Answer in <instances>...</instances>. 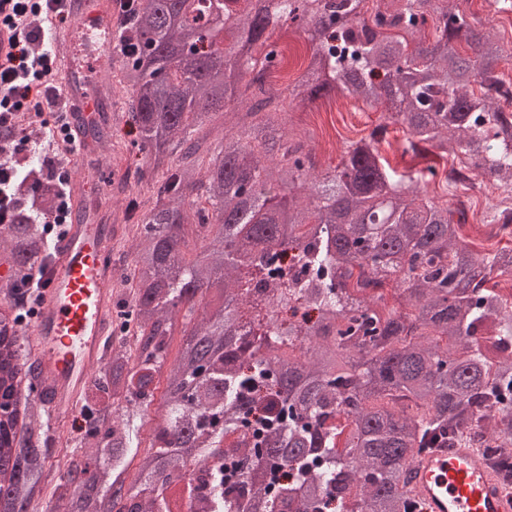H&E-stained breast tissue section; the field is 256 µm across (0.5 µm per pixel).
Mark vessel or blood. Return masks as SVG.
Returning <instances> with one entry per match:
<instances>
[{
	"label": "vessel or blood",
	"instance_id": "b4317fda",
	"mask_svg": "<svg viewBox=\"0 0 512 512\" xmlns=\"http://www.w3.org/2000/svg\"><path fill=\"white\" fill-rule=\"evenodd\" d=\"M68 7L73 26L53 29L51 37L64 74L71 132L88 150V130L111 126L112 115L100 95L89 93L83 58L111 54L120 8L117 0H69ZM85 189L81 181L73 188L70 222L55 243L48 283L39 291L26 336L38 374L37 401L62 439L69 436L93 370L105 357L114 317L108 254L119 228L106 221L107 197H88ZM414 472L408 490L423 502L424 512H512V497L476 449H427Z\"/></svg>",
	"mask_w": 512,
	"mask_h": 512
}]
</instances>
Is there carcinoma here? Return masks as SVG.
Instances as JSON below:
<instances>
[{
	"label": "carcinoma",
	"mask_w": 512,
	"mask_h": 512,
	"mask_svg": "<svg viewBox=\"0 0 512 512\" xmlns=\"http://www.w3.org/2000/svg\"><path fill=\"white\" fill-rule=\"evenodd\" d=\"M129 2L112 53V95L146 151L135 187L118 190L138 213L119 258L129 330L95 370L98 409L64 470L46 469L32 412L0 512H35L44 482L54 512H177L186 495L198 512H348L353 499L355 512H414L407 473L436 442L512 459V311L498 288L512 248L475 250L462 209L419 195L437 168L399 175L377 149L400 123L405 151L458 162L445 179L466 169L512 194V81L468 0ZM287 24L310 33L304 97L387 109L331 171L266 87L283 64L270 34ZM429 24L434 39L409 41ZM218 112L233 131L212 146L202 131ZM15 170L0 246L26 277L51 262L41 218L57 187L32 158ZM492 223L512 238L511 209ZM287 255L299 274L257 299L255 275ZM300 302L317 319L289 325L298 352L281 353L278 314ZM243 411L267 427L258 448L233 439ZM284 469L274 502L266 481Z\"/></svg>",
	"instance_id": "obj_1"
}]
</instances>
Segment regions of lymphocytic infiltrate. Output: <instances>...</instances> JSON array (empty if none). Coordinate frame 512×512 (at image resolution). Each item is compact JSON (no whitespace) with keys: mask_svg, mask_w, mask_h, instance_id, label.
Here are the masks:
<instances>
[{"mask_svg":"<svg viewBox=\"0 0 512 512\" xmlns=\"http://www.w3.org/2000/svg\"><path fill=\"white\" fill-rule=\"evenodd\" d=\"M8 4L0 24L14 32L15 51L0 61V128L11 133L13 153L24 152L29 138L16 123L18 114L52 110L54 122L45 124L44 134L58 152H76L68 135L69 121L60 104L61 75L54 49L48 39L53 23L64 22L68 13L64 0H0Z\"/></svg>","mask_w":512,"mask_h":512,"instance_id":"f902f5d3","label":"lymphocytic infiltrate"}]
</instances>
